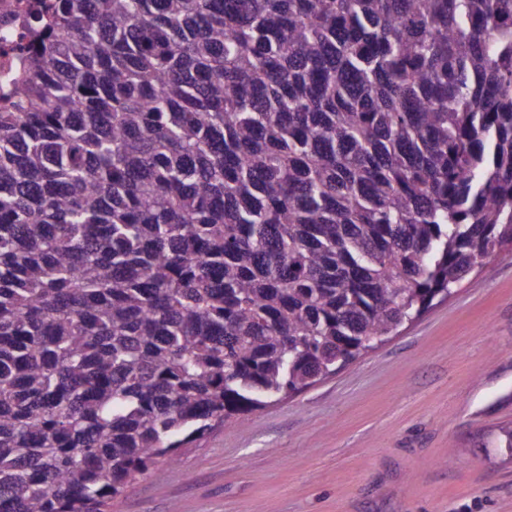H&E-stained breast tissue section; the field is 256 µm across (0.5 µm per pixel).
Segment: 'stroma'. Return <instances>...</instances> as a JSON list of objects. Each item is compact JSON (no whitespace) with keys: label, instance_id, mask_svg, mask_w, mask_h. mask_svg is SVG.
I'll list each match as a JSON object with an SVG mask.
<instances>
[{"label":"stroma","instance_id":"stroma-1","mask_svg":"<svg viewBox=\"0 0 512 512\" xmlns=\"http://www.w3.org/2000/svg\"><path fill=\"white\" fill-rule=\"evenodd\" d=\"M512 245L335 374L180 449L112 512H512Z\"/></svg>","mask_w":512,"mask_h":512}]
</instances>
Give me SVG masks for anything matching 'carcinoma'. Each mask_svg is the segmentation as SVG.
Here are the masks:
<instances>
[{
	"label": "carcinoma",
	"instance_id": "cac0c4a2",
	"mask_svg": "<svg viewBox=\"0 0 512 512\" xmlns=\"http://www.w3.org/2000/svg\"><path fill=\"white\" fill-rule=\"evenodd\" d=\"M0 105V512H108L512 243V0H52Z\"/></svg>",
	"mask_w": 512,
	"mask_h": 512
}]
</instances>
